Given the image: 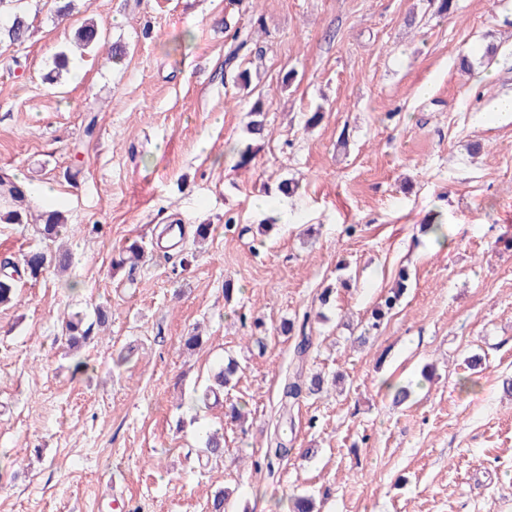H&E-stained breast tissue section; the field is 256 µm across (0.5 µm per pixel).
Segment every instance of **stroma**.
Wrapping results in <instances>:
<instances>
[{"label":"stroma","mask_w":512,"mask_h":512,"mask_svg":"<svg viewBox=\"0 0 512 512\" xmlns=\"http://www.w3.org/2000/svg\"><path fill=\"white\" fill-rule=\"evenodd\" d=\"M439 5L76 0L62 21L29 0L33 36L0 50V172L67 231L7 223L0 200V263L59 244L73 262L0 306V512H209L221 489L230 512H287L304 492L320 512H512V121L493 110L512 95V0ZM228 18L249 39L247 91L224 66ZM87 20L123 63L98 50L80 81H47ZM260 97L265 138L241 169ZM432 220L445 242L420 232ZM134 240L143 261L113 270ZM403 269L400 306L367 330ZM75 312L91 329L77 350L61 327ZM288 319L312 338L300 365ZM230 358L235 386L202 402ZM298 366L342 380L286 410ZM236 399L241 424L224 415ZM217 428L224 455L204 456ZM275 431L290 453L270 469ZM65 226V218L58 210H47L42 215V224L37 225V231L46 239L52 240L60 235Z\"/></svg>","instance_id":"stroma-1"}]
</instances>
